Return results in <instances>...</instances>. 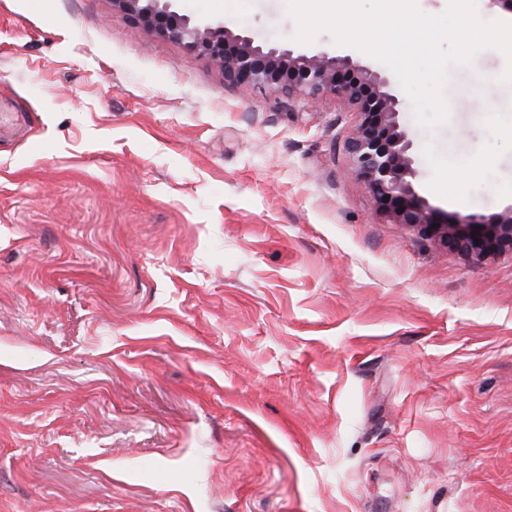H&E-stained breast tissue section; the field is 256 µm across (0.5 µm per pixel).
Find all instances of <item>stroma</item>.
Instances as JSON below:
<instances>
[{
  "mask_svg": "<svg viewBox=\"0 0 512 512\" xmlns=\"http://www.w3.org/2000/svg\"><path fill=\"white\" fill-rule=\"evenodd\" d=\"M505 69L452 67L433 130L405 103L431 207H512ZM358 120L112 0H0V512H512V254L390 223Z\"/></svg>",
  "mask_w": 512,
  "mask_h": 512,
  "instance_id": "stroma-1",
  "label": "stroma"
}]
</instances>
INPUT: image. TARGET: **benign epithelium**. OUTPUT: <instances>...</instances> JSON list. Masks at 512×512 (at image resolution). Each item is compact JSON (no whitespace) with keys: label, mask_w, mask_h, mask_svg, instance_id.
I'll return each mask as SVG.
<instances>
[{"label":"benign epithelium","mask_w":512,"mask_h":512,"mask_svg":"<svg viewBox=\"0 0 512 512\" xmlns=\"http://www.w3.org/2000/svg\"><path fill=\"white\" fill-rule=\"evenodd\" d=\"M176 2L112 0V5L158 35L210 58L229 84L285 91L294 103H314L327 96L344 100L360 115L344 140L352 170L393 223L435 235L448 250L475 263L495 251L512 252V208L490 218L448 215L414 191V143L401 127V101L387 77L343 53L310 55L291 47L257 45L242 32L179 12ZM474 231L477 242L471 238Z\"/></svg>","instance_id":"1"}]
</instances>
